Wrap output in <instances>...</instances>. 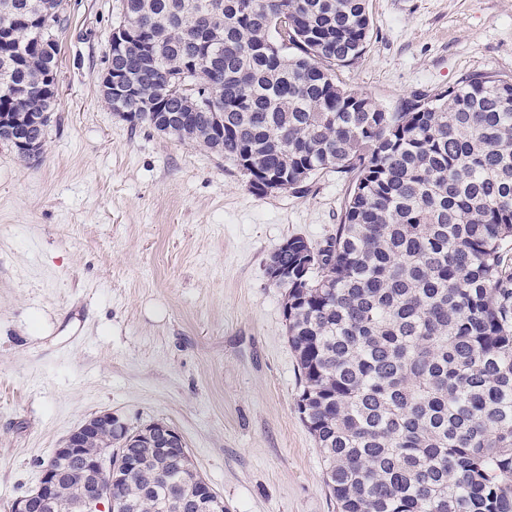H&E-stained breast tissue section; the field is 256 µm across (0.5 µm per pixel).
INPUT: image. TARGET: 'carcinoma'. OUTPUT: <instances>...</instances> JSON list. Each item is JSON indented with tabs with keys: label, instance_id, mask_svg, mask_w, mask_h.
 <instances>
[{
	"label": "carcinoma",
	"instance_id": "obj_1",
	"mask_svg": "<svg viewBox=\"0 0 512 512\" xmlns=\"http://www.w3.org/2000/svg\"><path fill=\"white\" fill-rule=\"evenodd\" d=\"M64 11L0 0V113L42 114ZM112 70L133 126L224 157L259 195L353 186L321 243L277 247L297 411L338 512H512V78L472 73L394 111L337 69L370 41L368 0H123ZM195 84L207 108L179 87ZM224 131L213 135V111ZM122 512L210 504L184 457L141 448ZM79 477L56 512H72Z\"/></svg>",
	"mask_w": 512,
	"mask_h": 512
}]
</instances>
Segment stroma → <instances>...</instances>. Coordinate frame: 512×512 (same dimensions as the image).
<instances>
[{
    "label": "stroma",
    "instance_id": "obj_1",
    "mask_svg": "<svg viewBox=\"0 0 512 512\" xmlns=\"http://www.w3.org/2000/svg\"><path fill=\"white\" fill-rule=\"evenodd\" d=\"M57 102L40 159L0 144V512L90 417L183 436L227 512H336L296 402L286 238L333 234L348 177L257 195L223 157L131 127L98 84L122 0H64ZM372 39L340 79L392 110L417 92L512 77V0H369Z\"/></svg>",
    "mask_w": 512,
    "mask_h": 512
}]
</instances>
